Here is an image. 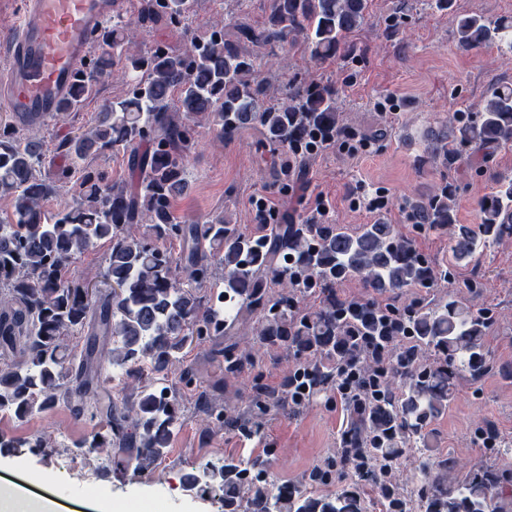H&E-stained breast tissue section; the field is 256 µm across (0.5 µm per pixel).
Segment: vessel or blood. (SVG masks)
Listing matches in <instances>:
<instances>
[{"label":"vessel or blood","mask_w":512,"mask_h":512,"mask_svg":"<svg viewBox=\"0 0 512 512\" xmlns=\"http://www.w3.org/2000/svg\"><path fill=\"white\" fill-rule=\"evenodd\" d=\"M125 0H23L0 72V109L19 128L51 120Z\"/></svg>","instance_id":"vessel-or-blood-1"}]
</instances>
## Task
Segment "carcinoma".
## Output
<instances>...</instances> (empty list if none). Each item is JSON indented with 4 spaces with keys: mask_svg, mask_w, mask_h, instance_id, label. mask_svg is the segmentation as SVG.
I'll return each mask as SVG.
<instances>
[{
    "mask_svg": "<svg viewBox=\"0 0 512 512\" xmlns=\"http://www.w3.org/2000/svg\"><path fill=\"white\" fill-rule=\"evenodd\" d=\"M193 0H146L139 23L186 17ZM368 0H270L260 25L246 16L179 52L158 46L148 56L131 52L132 24L112 25V52L97 56L75 86L64 111L112 76L115 59L130 72V95L108 102L97 123L70 133L58 144L68 164L55 179L38 176L42 165L36 127L24 137L0 127V194L13 200L12 216L0 222V413L18 420L63 402L78 419L102 425L79 448L118 450L152 472L165 458L181 405L161 384L181 371L183 350L194 338L230 335L246 316L259 341L305 359L310 392L327 391L347 374L359 387L354 419L342 434V457L354 480L336 493L303 496L273 490L243 478L262 459H227L191 476L201 490L223 492L224 512H361L359 490L379 488L389 505L405 504L391 480L403 447L421 438L432 418L452 399L450 379L461 372L478 377L486 364L483 338L488 311L473 314L455 300L403 309L371 300L336 297L348 278L373 293L397 288H431L455 275V264L491 240L512 235V180L481 198L480 233L455 228L452 188L443 184L410 206L414 224L452 230L451 260L434 268L412 241L383 221L348 233L335 224L262 218V233L247 234L226 215L200 224L179 221L173 200L187 185V151L194 126L205 120L218 137L235 139L246 128L259 131L273 152L289 154V171L349 132L337 89L313 80L295 81L281 102L267 100L258 59L246 46L302 40L317 63L356 52L350 36L365 22ZM464 50L498 41L512 49V23L491 24L479 16L456 21ZM450 133L433 137L428 149L450 171L466 160H485L512 144V85L494 84L481 111L448 119ZM129 149L131 178L109 182L98 172L82 176L80 201L54 214L44 201L68 183L78 163L114 146ZM187 243L180 260L160 252L152 239ZM110 248L102 273L112 288L93 296L70 266L96 241ZM208 286L209 294H200ZM322 295L314 309L301 298ZM91 340L80 355L67 348L69 336ZM123 369L140 382L133 401H104L93 385ZM401 385L394 386L395 380ZM288 391L264 393L262 408L285 411ZM446 460L431 461L418 492L426 512H505L512 503V474L473 469L450 484Z\"/></svg>",
    "mask_w": 512,
    "mask_h": 512,
    "instance_id": "obj_1",
    "label": "carcinoma"
}]
</instances>
